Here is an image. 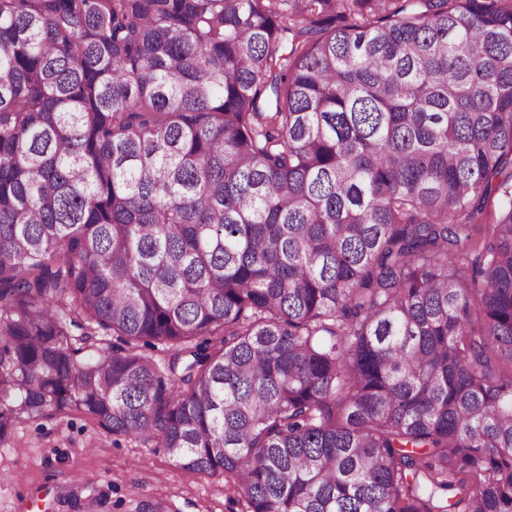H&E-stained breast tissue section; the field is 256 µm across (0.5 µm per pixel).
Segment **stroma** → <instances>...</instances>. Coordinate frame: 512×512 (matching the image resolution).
I'll return each instance as SVG.
<instances>
[{
  "instance_id": "stroma-1",
  "label": "stroma",
  "mask_w": 512,
  "mask_h": 512,
  "mask_svg": "<svg viewBox=\"0 0 512 512\" xmlns=\"http://www.w3.org/2000/svg\"><path fill=\"white\" fill-rule=\"evenodd\" d=\"M244 512L223 475L175 465L164 449L92 417L17 424L0 443V512Z\"/></svg>"
}]
</instances>
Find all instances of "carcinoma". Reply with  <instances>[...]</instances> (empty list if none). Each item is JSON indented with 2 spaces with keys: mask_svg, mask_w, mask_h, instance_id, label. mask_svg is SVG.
Masks as SVG:
<instances>
[{
  "mask_svg": "<svg viewBox=\"0 0 512 512\" xmlns=\"http://www.w3.org/2000/svg\"><path fill=\"white\" fill-rule=\"evenodd\" d=\"M510 163L512 0H0V441L512 512Z\"/></svg>",
  "mask_w": 512,
  "mask_h": 512,
  "instance_id": "cac0c4a2",
  "label": "carcinoma"
}]
</instances>
